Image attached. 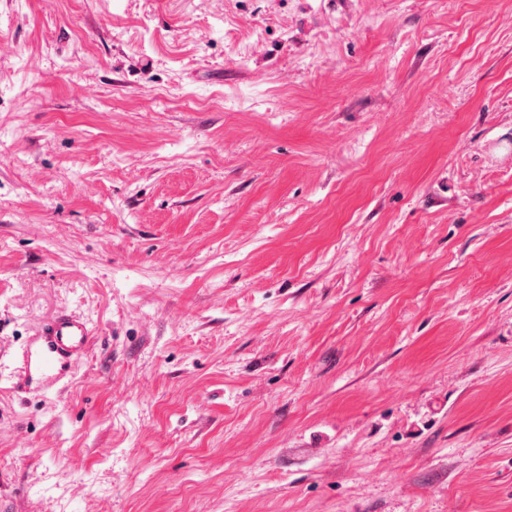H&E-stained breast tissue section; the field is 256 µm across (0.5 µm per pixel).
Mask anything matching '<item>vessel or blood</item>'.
<instances>
[{"mask_svg": "<svg viewBox=\"0 0 512 512\" xmlns=\"http://www.w3.org/2000/svg\"><path fill=\"white\" fill-rule=\"evenodd\" d=\"M89 322L61 309L54 312L39 336L25 346L14 378L16 389L33 393L66 378L73 363L93 340Z\"/></svg>", "mask_w": 512, "mask_h": 512, "instance_id": "vessel-or-blood-1", "label": "vessel or blood"}]
</instances>
